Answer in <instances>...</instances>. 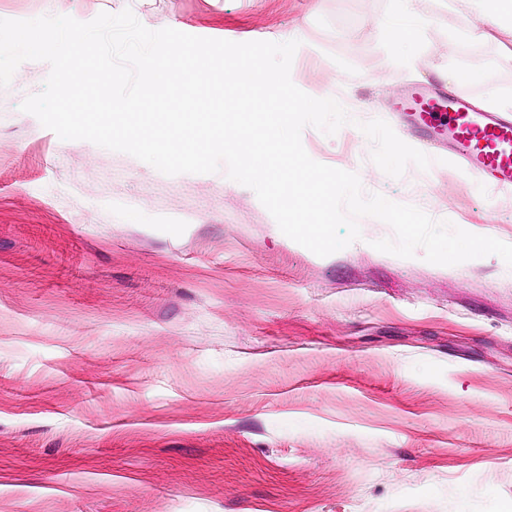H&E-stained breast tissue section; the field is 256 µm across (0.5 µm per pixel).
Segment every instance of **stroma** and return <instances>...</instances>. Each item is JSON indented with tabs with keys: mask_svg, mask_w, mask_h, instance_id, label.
I'll return each mask as SVG.
<instances>
[{
	"mask_svg": "<svg viewBox=\"0 0 512 512\" xmlns=\"http://www.w3.org/2000/svg\"><path fill=\"white\" fill-rule=\"evenodd\" d=\"M127 8L152 30L303 39L294 84L351 118L303 130L313 160L512 243V190L402 115L416 86L512 101V58L472 35L512 17L425 0L392 71L396 0H0V18ZM49 72L26 61L0 88V512H512L511 267L380 252L373 217L317 256L225 171L60 140L20 109ZM374 118L429 168L381 171L357 127Z\"/></svg>",
	"mask_w": 512,
	"mask_h": 512,
	"instance_id": "obj_1",
	"label": "stroma"
}]
</instances>
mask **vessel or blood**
<instances>
[{
	"label": "vessel or blood",
	"instance_id": "vessel-or-blood-1",
	"mask_svg": "<svg viewBox=\"0 0 512 512\" xmlns=\"http://www.w3.org/2000/svg\"><path fill=\"white\" fill-rule=\"evenodd\" d=\"M409 110L417 125L447 132L453 149L496 185L512 187V121L470 108L466 97L448 100L414 93Z\"/></svg>",
	"mask_w": 512,
	"mask_h": 512
}]
</instances>
